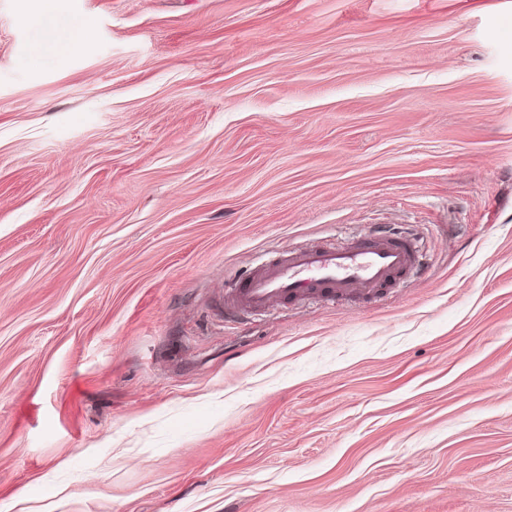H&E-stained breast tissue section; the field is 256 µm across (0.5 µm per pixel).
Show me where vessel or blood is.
<instances>
[{
  "label": "vessel or blood",
  "instance_id": "obj_1",
  "mask_svg": "<svg viewBox=\"0 0 512 512\" xmlns=\"http://www.w3.org/2000/svg\"><path fill=\"white\" fill-rule=\"evenodd\" d=\"M417 263L412 240L381 234L343 247H299L227 284L224 301L230 311L251 315L292 299L370 298Z\"/></svg>",
  "mask_w": 512,
  "mask_h": 512
}]
</instances>
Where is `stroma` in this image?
<instances>
[{
	"mask_svg": "<svg viewBox=\"0 0 512 512\" xmlns=\"http://www.w3.org/2000/svg\"><path fill=\"white\" fill-rule=\"evenodd\" d=\"M0 0L10 512H512V0ZM406 233L379 299L225 317ZM417 263L412 240L381 234L343 247H299L228 283L224 304L232 312L251 315L292 299L331 303L348 296L369 299Z\"/></svg>",
	"mask_w": 512,
	"mask_h": 512,
	"instance_id": "stroma-1",
	"label": "stroma"
}]
</instances>
